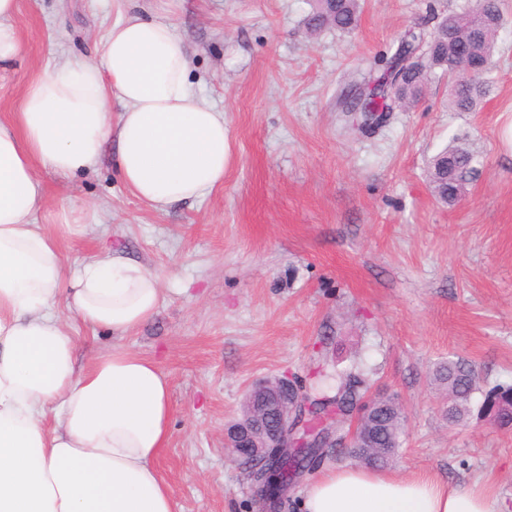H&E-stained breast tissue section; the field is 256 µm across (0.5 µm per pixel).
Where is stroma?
<instances>
[{
    "label": "stroma",
    "mask_w": 512,
    "mask_h": 512,
    "mask_svg": "<svg viewBox=\"0 0 512 512\" xmlns=\"http://www.w3.org/2000/svg\"><path fill=\"white\" fill-rule=\"evenodd\" d=\"M471 3L360 0L353 33L309 35L308 0H184L172 21L195 91L224 112L223 185L156 209L125 188L113 147L86 173L39 169L48 199L36 223H57L69 200L85 208L82 236L60 242L66 259L119 246L161 275L156 315L127 336L69 326L83 362L116 345L167 375L157 467L177 512H257L224 429L250 384H308L322 359L369 370L372 392L399 398L407 422L393 472L477 482L512 508V429L474 413L448 424L433 380L454 355L484 385L512 383V0L476 111L449 107L444 77L364 132L337 103L345 84L380 73V55ZM158 8L18 0L22 53L0 70V120L44 69L89 60L113 23ZM451 145L474 154L477 172L449 205L428 162Z\"/></svg>",
    "instance_id": "35a3bbf8"
}]
</instances>
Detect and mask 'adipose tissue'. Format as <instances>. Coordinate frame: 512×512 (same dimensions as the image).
Masks as SVG:
<instances>
[{"label":"adipose tissue","mask_w":512,"mask_h":512,"mask_svg":"<svg viewBox=\"0 0 512 512\" xmlns=\"http://www.w3.org/2000/svg\"><path fill=\"white\" fill-rule=\"evenodd\" d=\"M167 17L117 21L94 57L41 74L0 122V512H177L156 461L169 440V383L154 360L120 347L80 365L63 322L120 338L157 312L160 275L120 251L64 260L57 240L84 231L67 206L53 229L36 173L93 168L116 140L126 188L165 208L224 182V114L200 101ZM121 112H113V104ZM65 313H58V306ZM303 512H504L490 489L437 473L401 477L328 467Z\"/></svg>","instance_id":"1"}]
</instances>
